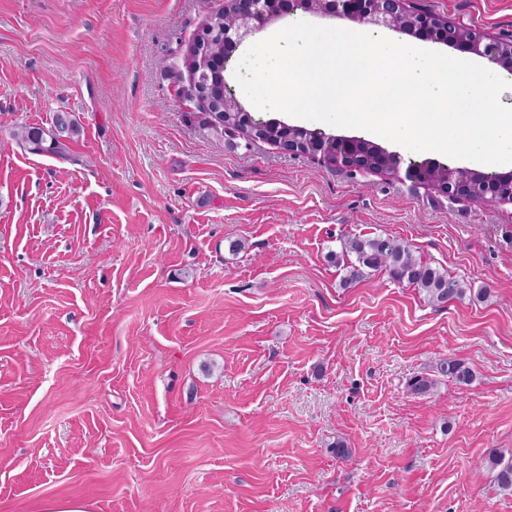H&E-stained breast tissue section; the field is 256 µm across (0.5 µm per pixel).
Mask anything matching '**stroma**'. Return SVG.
I'll return each mask as SVG.
<instances>
[{"instance_id": "1", "label": "stroma", "mask_w": 512, "mask_h": 512, "mask_svg": "<svg viewBox=\"0 0 512 512\" xmlns=\"http://www.w3.org/2000/svg\"><path fill=\"white\" fill-rule=\"evenodd\" d=\"M410 3L512 35V0ZM223 5L0 0V512H512V205L225 134L184 99ZM59 112L68 159L12 139ZM358 235L473 295L344 284ZM439 371L443 377H447L448 381L457 384H470L474 378L475 373L467 363L459 358H449L440 363ZM486 467L496 473L495 480L499 488L512 494V451L506 452L500 448H489L484 458Z\"/></svg>"}]
</instances>
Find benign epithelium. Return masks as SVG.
<instances>
[{
	"label": "benign epithelium",
	"instance_id": "benign-epithelium-1",
	"mask_svg": "<svg viewBox=\"0 0 512 512\" xmlns=\"http://www.w3.org/2000/svg\"><path fill=\"white\" fill-rule=\"evenodd\" d=\"M301 10L310 15L339 17L359 24L382 26L422 41L443 43L460 52L485 57L500 67L512 70V38H491L460 23L425 10H412L408 0H224L222 19H210L193 39L190 47L192 91L188 99L212 111L216 101L224 102V111L233 113L232 127L245 130L251 140L271 141L280 150L293 155H319L323 159L353 173L377 174L358 151L362 138H335L320 130L314 131L309 148L294 134L295 127L277 123L276 134L253 121L250 113L235 98L221 96L226 84L209 82L208 73L222 75L224 62L232 56L246 37L264 30L276 20ZM337 142L342 151L333 153L328 143ZM405 177L415 185L431 188L453 200H470L498 205L512 204V189L502 180L469 168L448 170V178L437 175L436 164L410 163Z\"/></svg>",
	"mask_w": 512,
	"mask_h": 512
}]
</instances>
